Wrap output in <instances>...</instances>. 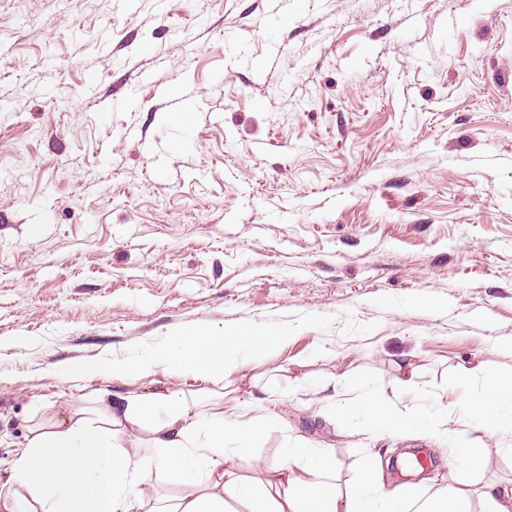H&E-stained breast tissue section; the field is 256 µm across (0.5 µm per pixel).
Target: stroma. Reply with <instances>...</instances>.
<instances>
[{
    "instance_id": "1",
    "label": "stroma",
    "mask_w": 512,
    "mask_h": 512,
    "mask_svg": "<svg viewBox=\"0 0 512 512\" xmlns=\"http://www.w3.org/2000/svg\"><path fill=\"white\" fill-rule=\"evenodd\" d=\"M255 324L283 338L224 414L272 415L256 456L302 438L409 490L420 448L443 489L467 445L512 481L455 410L512 374V0H0V472L47 409L214 386L69 364ZM350 376L447 440L325 419Z\"/></svg>"
}]
</instances>
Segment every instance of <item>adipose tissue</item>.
<instances>
[{
  "mask_svg": "<svg viewBox=\"0 0 512 512\" xmlns=\"http://www.w3.org/2000/svg\"><path fill=\"white\" fill-rule=\"evenodd\" d=\"M276 341L263 326L204 333L176 332L146 358L76 363L71 377L103 375L124 383L157 371L225 380L240 360L265 353ZM352 398L328 412L386 434L411 429L414 416L348 379ZM94 423L82 413L58 414L37 428L27 448L0 477V512H512V485L382 491L376 469L361 465L339 484L335 459L306 440L264 461L266 479L244 473L266 414L225 419L224 395L211 402L165 389L99 392ZM470 427L512 433V377L484 372L476 398L458 405Z\"/></svg>",
  "mask_w": 512,
  "mask_h": 512,
  "instance_id": "obj_1",
  "label": "adipose tissue"
}]
</instances>
